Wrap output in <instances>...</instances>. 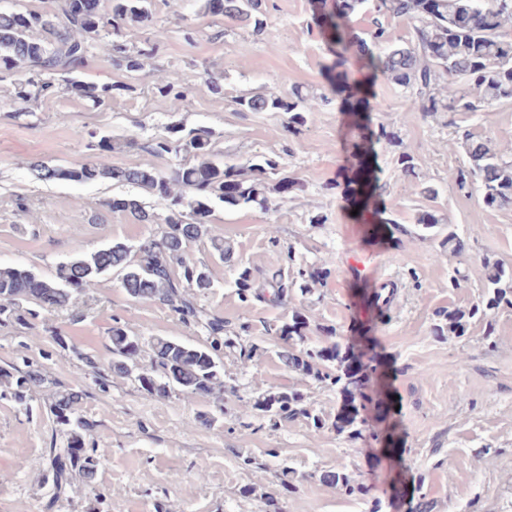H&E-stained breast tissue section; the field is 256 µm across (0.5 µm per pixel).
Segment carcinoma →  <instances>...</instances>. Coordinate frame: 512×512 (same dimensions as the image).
Here are the masks:
<instances>
[{
	"instance_id": "1",
	"label": "carcinoma",
	"mask_w": 512,
	"mask_h": 512,
	"mask_svg": "<svg viewBox=\"0 0 512 512\" xmlns=\"http://www.w3.org/2000/svg\"><path fill=\"white\" fill-rule=\"evenodd\" d=\"M324 5L316 24L330 34L329 44L334 61L329 70L341 75L338 68L347 62L345 53L356 48L372 73L386 76L409 93L415 109L425 114L446 112L476 113L503 101H512V0H320ZM371 14V25L363 32L352 26L353 16L361 10ZM203 10L222 15L260 34L266 26L267 0H203ZM396 18L409 21L408 38H398L390 24ZM152 22L150 0H107L92 9L78 5L77 0H56L47 11L0 12V81L10 78L20 103L28 105L56 92L55 78H63L67 88L76 94L105 104L108 88H98L80 81L72 74L84 64L90 50L112 66L129 73L143 68V59L154 54L156 43L132 51L119 38L105 39L101 31L110 28L118 33L128 25ZM162 96L176 99L185 94V86L169 75H161L155 83ZM344 111L362 119L370 108L368 89L345 87ZM236 104L241 112L277 110L288 113V131L295 132L304 124L305 113L330 104L325 96L308 97L295 89L283 96L272 93L241 97ZM457 139L465 147L463 164L448 169V181L460 191H476L489 209L512 208V148L492 149L473 129L449 120ZM395 143L385 128L375 138H363L352 146L358 160L363 199L356 202L368 209V200L377 193L378 178H370L368 161L375 156L373 141ZM88 149L96 151L93 162L75 167L49 165L43 161L30 164L32 176L40 181L77 183L112 179L132 184L155 199L164 210L159 217L135 198H124L120 209L133 224H156L163 220L160 234L140 240L133 250L123 242L77 255L57 267L55 278L43 279L20 266L0 267V323L29 325L39 317V310L23 306L33 302L40 310L65 306L72 294L89 287L110 271L121 274V286L132 298L158 302L169 307L186 326L202 327L206 344L191 347L180 341L157 338L151 344L152 365L139 366L141 348L138 339L129 335L116 320L110 329L113 374L131 378L141 390L164 397L174 389L186 395H210L224 389L221 356L230 345L224 338V319L208 315L197 304L196 295L214 287L207 266L190 255L191 245L207 238L221 261L230 259L223 239L213 233L211 203L218 199L230 205L247 206L264 203L256 178L274 177L273 191L281 194L288 185L296 188V178L281 170L274 158L250 160L247 165H226L213 158L208 132L189 131L184 135L155 138L148 149L157 156L184 153L191 163L169 172L153 168L112 167V140L90 134ZM394 162L406 177L416 176L414 158L402 148ZM486 269L480 303L468 309L438 311L440 321L432 328L435 336L465 334L470 320L500 307L512 308V268L484 262ZM323 277L319 269L298 268L291 281L277 274L268 282L271 291L253 290L251 273L238 274L235 287L241 302L249 303L262 296L283 304L294 290L306 292ZM310 329V318L295 310L288 321L274 328L284 341L279 352L288 369L327 386L336 387L344 395L341 413L332 422L339 434L355 437L362 431L377 442L385 436L390 411V394L378 375L379 364L373 340L355 351L333 341L320 348H298ZM46 381L39 369L25 360L12 370L0 372V400H10L25 412L33 411L32 389ZM83 393L58 391L48 405L64 443L50 449L51 478L55 497L65 493L74 477L89 483L96 477L99 460L96 449L85 446L89 424L76 413ZM371 406L375 420L360 415L359 407ZM246 417L275 422L302 418L316 429L326 420L312 413L302 394L295 390L266 393L253 400ZM322 479L346 496L365 495L363 484L345 473L326 471Z\"/></svg>"
}]
</instances>
